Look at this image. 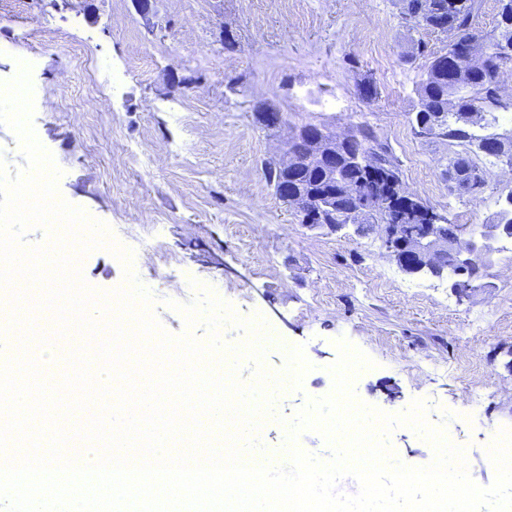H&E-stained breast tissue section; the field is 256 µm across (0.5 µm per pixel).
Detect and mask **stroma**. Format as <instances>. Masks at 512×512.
<instances>
[{
  "instance_id": "obj_1",
  "label": "stroma",
  "mask_w": 512,
  "mask_h": 512,
  "mask_svg": "<svg viewBox=\"0 0 512 512\" xmlns=\"http://www.w3.org/2000/svg\"><path fill=\"white\" fill-rule=\"evenodd\" d=\"M419 39L433 52L446 44L402 27L395 0H153L146 15L134 0H0V81L28 61L31 124L62 171L60 196L125 247L151 241L135 270L147 288L165 280L153 311L167 332L185 329L169 303L189 301L193 279L240 317L264 319L274 397L256 434L260 455L277 461L285 421L332 392L343 339L372 361L354 381L356 399L389 414L423 401L487 487L496 471L486 448L512 428V254L496 251L491 289L461 299L447 279L404 273L373 238L302 228L263 175L286 129L254 121L266 101L288 127L368 126L409 193L460 227L492 223L512 169L493 168L477 193L449 194L438 169L445 145L413 130L426 60L404 53ZM80 268L100 290L125 284L108 250ZM289 348L303 361L296 391L283 386ZM389 444L408 466L434 457L407 427Z\"/></svg>"
}]
</instances>
